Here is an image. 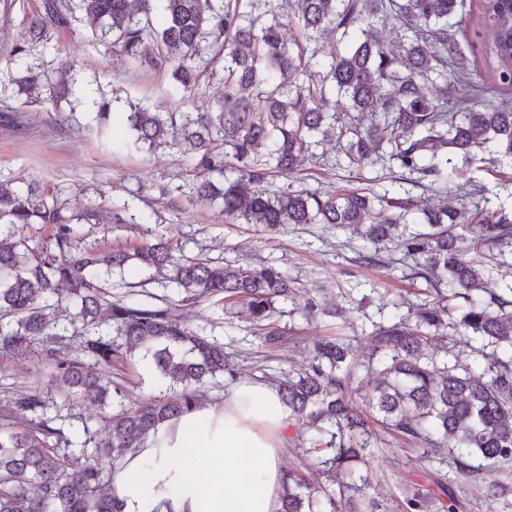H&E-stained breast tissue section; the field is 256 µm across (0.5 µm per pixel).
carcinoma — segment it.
I'll return each instance as SVG.
<instances>
[{"label":"carcinoma","mask_w":512,"mask_h":512,"mask_svg":"<svg viewBox=\"0 0 512 512\" xmlns=\"http://www.w3.org/2000/svg\"><path fill=\"white\" fill-rule=\"evenodd\" d=\"M166 25L152 20L153 0H43L27 17L29 43L8 50L9 62L52 28L74 33L76 12L91 25L88 44L104 46L121 63L168 69L178 93H196L224 60V94L206 112H156L130 105L129 150L177 149L190 156L193 178L182 194L221 201L224 217L276 232L287 224L352 227L373 246L362 263L392 262L394 244L424 280L426 299L407 314L373 325L367 363L350 356L349 340L321 336L301 370L280 375L260 368L274 385L294 428L303 468L282 481L279 512H390L388 500L367 492L355 464H367L377 439L372 422L394 439L439 458L453 478L436 470L428 483L404 492L403 512H460L452 485L476 487L492 512H512V487L483 485L497 466L512 476V284L494 275L486 254L512 255V214L487 207L464 169L484 163L512 180V101H495L474 80L469 55L478 54L491 83L512 88V0H282L297 6L288 22L302 42L290 47L276 0H165ZM468 15L491 33L486 44L462 47L454 27ZM392 25L401 41H382ZM336 38L309 50L322 33ZM73 62L56 79L29 64L14 84L28 103L54 104L72 94ZM372 118L360 123L352 113ZM346 142L341 168L389 161L393 179L446 194L438 206L416 208L425 230L405 223L407 208L390 190L336 192L271 190L272 176L294 173L299 157L320 144L315 134ZM461 156L463 168L450 154ZM0 175V359L37 355L36 372H50L57 396L39 385L0 395V512H121L109 494L112 470L136 443L191 411L201 388L219 375L239 379L224 344L189 327L172 302L112 296V280L135 262L152 269L182 301L218 297L246 307L266 347L295 345L277 324L276 301L293 300L288 273L273 264L247 269L178 252L167 229L148 228L133 243L101 249L85 242L79 224H125L129 203L86 206L61 192ZM467 220L469 235L456 232ZM50 229L44 235L33 231ZM67 297L73 315H58L53 298ZM303 308L340 321L309 296ZM469 337L470 366L456 353ZM151 354L169 396L136 403L122 396L112 369L128 367L131 352ZM378 364L374 386H354L360 371ZM121 400L112 405V395ZM109 409L108 439L87 423L73 429L79 402ZM317 468L327 484L311 486Z\"/></svg>","instance_id":"obj_1"}]
</instances>
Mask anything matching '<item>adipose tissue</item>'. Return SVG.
<instances>
[{
  "label": "adipose tissue",
  "mask_w": 512,
  "mask_h": 512,
  "mask_svg": "<svg viewBox=\"0 0 512 512\" xmlns=\"http://www.w3.org/2000/svg\"><path fill=\"white\" fill-rule=\"evenodd\" d=\"M287 428L275 388L232 386L128 453L110 492L122 512H278Z\"/></svg>",
  "instance_id": "ef3b65f1"
}]
</instances>
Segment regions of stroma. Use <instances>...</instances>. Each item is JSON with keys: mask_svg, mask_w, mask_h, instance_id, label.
Here are the masks:
<instances>
[{"mask_svg": "<svg viewBox=\"0 0 512 512\" xmlns=\"http://www.w3.org/2000/svg\"><path fill=\"white\" fill-rule=\"evenodd\" d=\"M42 0H0V52L27 41V13L39 8ZM76 61L73 76L80 98L61 101L60 105H23L13 83L21 68L0 61V113L23 111L28 118L24 129L0 125V173L22 177L41 184L59 185L63 195L73 201H97L98 197L128 201L135 221L131 224L93 226V237L115 244L136 240L141 222L161 216L170 225L175 239L186 255L214 262H234L240 266H259L274 262L294 279L302 293H318L328 306L348 308L347 321L306 316L303 309L282 314L278 323L292 334L311 336L341 335L351 340L354 359L367 361L372 350L369 334L373 323L407 313L415 292L424 280L410 278L405 262L389 267L359 263L363 247L359 236L338 231L325 224H291L276 233L260 231L253 224L228 223L219 206L190 204L178 192L190 178V171L179 153L163 150L155 154L135 150H112L96 135L95 101L112 102V135L128 137L125 116L137 103L163 112L202 111L213 106L224 91L220 78L210 80L202 92L191 97L174 94L169 71H158L128 63L115 65L104 48L85 44L84 31L51 33L33 51L31 63L56 73L63 59ZM340 150L336 142L323 146V160L303 157L301 176L290 181L275 178L274 187L326 192L339 186L381 191L389 186L390 164L366 169L335 168ZM182 315L194 329L223 343L232 357L242 381L253 382V367L269 360L275 371L300 369L309 357L307 350L284 347L270 352L255 335L253 325L242 306L230 307L205 301L183 307ZM123 393L131 399L146 401L166 393L148 360L135 358L134 370L123 381ZM436 463L411 450H399L391 435H383L379 449L368 467L372 491L387 496L397 481L424 480L425 472Z\"/></svg>", "mask_w": 512, "mask_h": 512, "instance_id": "stroma-1", "label": "stroma"}]
</instances>
